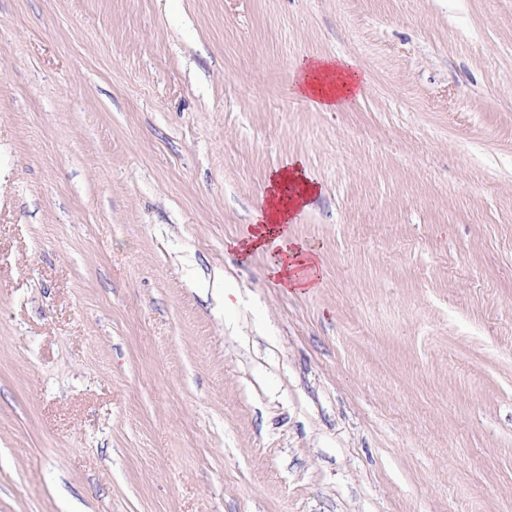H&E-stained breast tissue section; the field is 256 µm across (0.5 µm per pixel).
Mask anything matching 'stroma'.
<instances>
[{
  "label": "stroma",
  "mask_w": 512,
  "mask_h": 512,
  "mask_svg": "<svg viewBox=\"0 0 512 512\" xmlns=\"http://www.w3.org/2000/svg\"><path fill=\"white\" fill-rule=\"evenodd\" d=\"M0 512H512V0H0ZM365 80L350 60L310 57L297 66L294 94L324 112H336L359 97ZM318 193V184L308 175L303 162L289 159L271 173L255 222L243 238L234 242V247L246 258L253 253H266L270 274L288 288H316L321 268L319 253L304 243L288 240L284 224H293Z\"/></svg>",
  "instance_id": "35a3bbf8"
}]
</instances>
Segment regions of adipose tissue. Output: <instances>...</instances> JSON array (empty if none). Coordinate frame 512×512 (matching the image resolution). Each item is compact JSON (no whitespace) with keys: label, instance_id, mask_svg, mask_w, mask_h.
Wrapping results in <instances>:
<instances>
[{"label":"adipose tissue","instance_id":"ef3b65f1","mask_svg":"<svg viewBox=\"0 0 512 512\" xmlns=\"http://www.w3.org/2000/svg\"><path fill=\"white\" fill-rule=\"evenodd\" d=\"M364 85V77L352 61L310 57L297 66L294 93L322 111L335 112L359 97ZM318 192L303 162L289 159L271 173L255 222L236 243L244 256L267 254L272 277L300 291L318 286L320 256L312 247L289 240L285 227L296 221Z\"/></svg>","mask_w":512,"mask_h":512}]
</instances>
